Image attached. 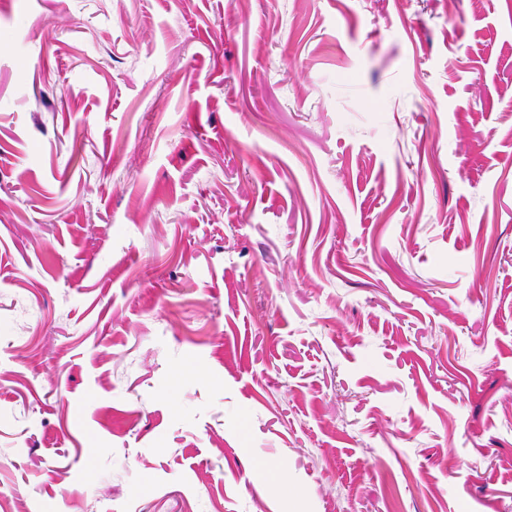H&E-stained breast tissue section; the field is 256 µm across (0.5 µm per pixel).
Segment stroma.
<instances>
[{
    "label": "stroma",
    "instance_id": "stroma-1",
    "mask_svg": "<svg viewBox=\"0 0 512 512\" xmlns=\"http://www.w3.org/2000/svg\"><path fill=\"white\" fill-rule=\"evenodd\" d=\"M0 512H512V0H0Z\"/></svg>",
    "mask_w": 512,
    "mask_h": 512
}]
</instances>
